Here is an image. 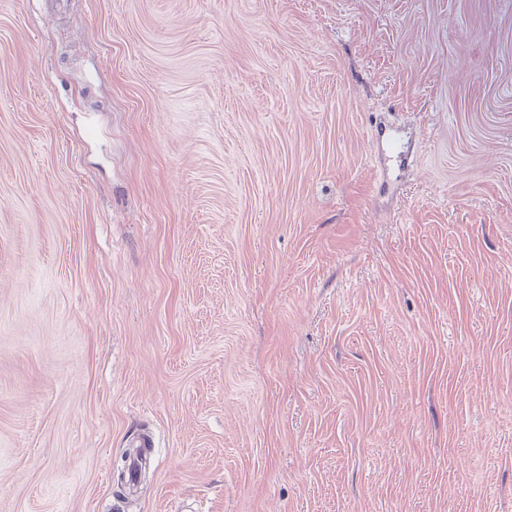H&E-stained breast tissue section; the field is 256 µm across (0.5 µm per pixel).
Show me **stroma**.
Returning a JSON list of instances; mask_svg holds the SVG:
<instances>
[{
	"mask_svg": "<svg viewBox=\"0 0 512 512\" xmlns=\"http://www.w3.org/2000/svg\"><path fill=\"white\" fill-rule=\"evenodd\" d=\"M0 512H512V0H0Z\"/></svg>",
	"mask_w": 512,
	"mask_h": 512,
	"instance_id": "stroma-1",
	"label": "stroma"
}]
</instances>
